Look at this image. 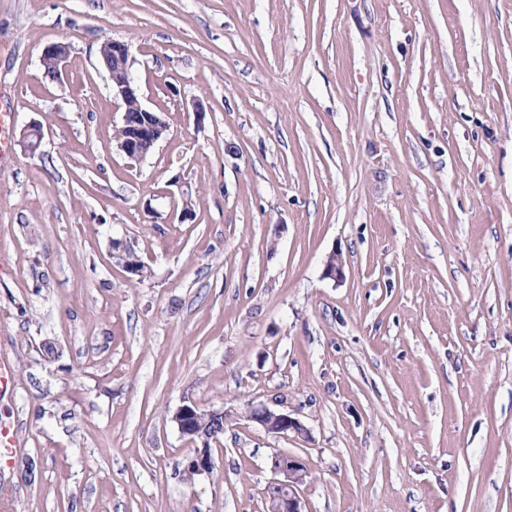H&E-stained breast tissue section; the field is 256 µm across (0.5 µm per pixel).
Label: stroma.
<instances>
[{
  "label": "stroma",
  "mask_w": 512,
  "mask_h": 512,
  "mask_svg": "<svg viewBox=\"0 0 512 512\" xmlns=\"http://www.w3.org/2000/svg\"><path fill=\"white\" fill-rule=\"evenodd\" d=\"M1 111L45 135L0 168L7 512H267L279 452L305 512H512V0H0ZM111 47L112 54L106 59L100 55V60L106 70L108 67L112 68V72L109 71L112 97L119 102V108L123 112L122 124L126 121L127 112H129V123L138 122L141 116L143 118L123 137L116 139V148L128 159L141 161L148 155L149 147L162 135H167L166 115L164 112L151 110L143 104L138 84L130 69V46L120 41L107 40L100 45L99 52L102 53ZM139 112H142L141 115ZM68 55L69 47L66 43H53L44 48L41 62L50 64L54 68V78H58L62 73ZM204 413L195 404H184L173 415V421L183 436L188 438L199 437L202 435L199 422L202 421ZM249 419L262 426L266 432L277 436H288V433L301 434L304 431V427L298 419L289 416L288 413L271 410L263 405L254 407Z\"/></svg>",
  "instance_id": "stroma-1"
}]
</instances>
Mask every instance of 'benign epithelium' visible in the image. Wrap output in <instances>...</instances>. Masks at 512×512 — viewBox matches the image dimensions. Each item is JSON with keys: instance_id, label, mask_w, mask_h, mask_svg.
Returning <instances> with one entry per match:
<instances>
[{"instance_id": "7a95c632", "label": "benign epithelium", "mask_w": 512, "mask_h": 512, "mask_svg": "<svg viewBox=\"0 0 512 512\" xmlns=\"http://www.w3.org/2000/svg\"><path fill=\"white\" fill-rule=\"evenodd\" d=\"M112 49V97L119 102L121 112H139L142 121L129 129L123 137L116 141L117 150L133 161H141L147 156L149 147L162 135L168 132L166 115L147 108L140 95L130 69V46L126 43L107 40L100 45V50ZM69 55L67 44L58 42L46 46L41 61L54 68V77H59ZM44 135L37 125L24 127L20 134V143L24 151L33 154L40 150ZM218 417L219 411L204 412L196 405L184 404L173 415V421L185 437L202 435L199 422L204 415ZM249 419L274 435L286 436L290 433L300 434L303 425L296 418L266 406H258L251 410ZM212 458L209 451L201 448L189 462L187 470L196 475L207 474L212 470ZM272 478L266 486V498L272 512H304L300 496V486L305 481L307 467L305 461L288 453H276L270 459Z\"/></svg>"}]
</instances>
